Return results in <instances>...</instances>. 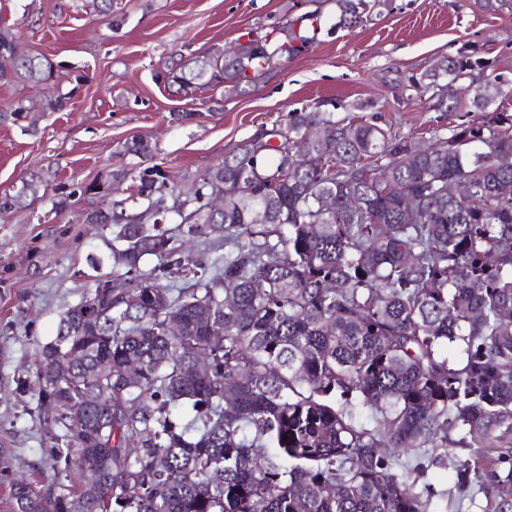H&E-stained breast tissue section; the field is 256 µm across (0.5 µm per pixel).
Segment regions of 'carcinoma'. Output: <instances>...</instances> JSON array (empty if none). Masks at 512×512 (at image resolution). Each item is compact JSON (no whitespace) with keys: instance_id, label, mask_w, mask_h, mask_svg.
<instances>
[{"instance_id":"obj_1","label":"carcinoma","mask_w":512,"mask_h":512,"mask_svg":"<svg viewBox=\"0 0 512 512\" xmlns=\"http://www.w3.org/2000/svg\"><path fill=\"white\" fill-rule=\"evenodd\" d=\"M334 2L350 27L368 7ZM276 54L265 40L249 54H181L165 77L235 92ZM486 68L463 50L409 80L432 110L454 112L460 100L435 88ZM0 78L50 86L55 67L4 30ZM464 92L476 117L428 143L301 110L269 130L279 144L237 149L186 189L157 164L57 185L62 212L132 182V205L83 213L116 229L105 250L90 247L91 278L109 266L130 289H87L40 346L34 379L16 381L37 397L56 476L39 490L13 481L16 512H448L433 468L459 501L480 494L481 512H512V113L490 110L494 79ZM26 110L21 99L0 123ZM153 154L141 138L118 152ZM47 184L32 176L1 194L0 215ZM240 185L247 199L210 207ZM159 218L224 237V254L192 259ZM452 344L463 360H448Z\"/></svg>"}]
</instances>
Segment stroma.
Wrapping results in <instances>:
<instances>
[{"label": "stroma", "mask_w": 512, "mask_h": 512, "mask_svg": "<svg viewBox=\"0 0 512 512\" xmlns=\"http://www.w3.org/2000/svg\"><path fill=\"white\" fill-rule=\"evenodd\" d=\"M496 5L486 11L477 0H377L348 29L339 27L333 0H112L108 20L93 0H0V29L52 61L54 88L68 97L63 110L42 112L40 92L0 80V108L28 101L37 127L29 134L0 126V194L46 172L57 184L91 182L136 136L155 144L154 163L182 186L294 110L374 118L401 136L447 135L469 113L429 110L409 78L472 47L490 61V75L512 83V0ZM313 10L321 15L315 38L223 100L212 101L206 90L177 91L165 80V63L181 47L225 51L263 36L282 44L291 38L290 22ZM174 112L194 118L175 122ZM100 204L86 196L54 215L47 195L0 215V512H14L11 479L41 487L53 480L36 399L14 389L32 375L59 314L93 285L82 274L84 257L101 245L102 229L79 215Z\"/></svg>", "instance_id": "obj_1"}]
</instances>
